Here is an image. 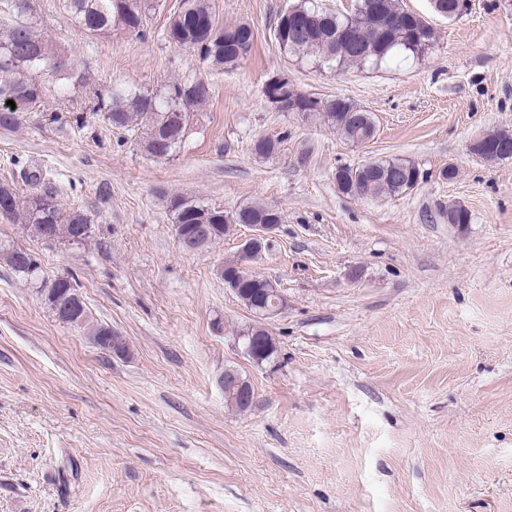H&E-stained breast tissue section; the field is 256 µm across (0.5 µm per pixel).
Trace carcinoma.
I'll return each mask as SVG.
<instances>
[{"instance_id": "cac0c4a2", "label": "carcinoma", "mask_w": 512, "mask_h": 512, "mask_svg": "<svg viewBox=\"0 0 512 512\" xmlns=\"http://www.w3.org/2000/svg\"><path fill=\"white\" fill-rule=\"evenodd\" d=\"M16 16L14 24L0 36V128L11 129L19 122V114L39 104L44 95L42 77L64 74L71 86L83 83V74L67 70L55 41L31 21V0H5ZM61 8L78 30L97 36L117 27L141 36L145 34L151 4L147 0H61ZM288 11L307 18L309 29L288 33L283 40L275 36L280 49L299 58L312 57L331 68L378 65L383 61L409 55L419 56L434 37L429 24L419 15L402 9L398 0H352L351 9L338 13L317 0H297ZM166 40L194 50L199 59L213 68H233L251 52L254 32L250 24H222L210 0H182L165 28ZM210 96L209 85L201 80L173 82L156 93H141L115 86L98 109L103 118L118 130L144 128L143 149L159 159L172 156L185 143L194 112L200 110ZM282 112L313 115L345 140L359 144L373 138L375 125L371 115L352 100L333 96L314 98L297 92L281 99L266 94ZM12 100L15 106L7 105ZM507 132L483 135L475 152L492 160L500 151ZM280 141L258 138L253 153L269 158L279 150ZM421 172L409 159L381 157L366 161L359 172L349 166L336 168L337 190L353 198L398 197L412 192ZM174 225L181 226L185 239H190L199 225L210 230L206 250L233 234L241 224H277L281 212L266 204H251L233 213L200 200L175 196L170 200ZM0 214L28 228V234L47 244H84L92 236L89 216L82 210L63 211L52 187L20 196L8 184H0ZM6 265L23 280L35 284L38 293L57 321L87 333L99 349H112V342L124 343L125 337L112 328L93 322L91 313L78 291L74 278L57 282L44 275L35 255L22 247L0 249ZM238 300L249 306L260 301V294L273 290L270 282L250 270L239 278ZM260 336L271 344L268 356L277 352L274 338L261 322L241 329Z\"/></svg>"}]
</instances>
